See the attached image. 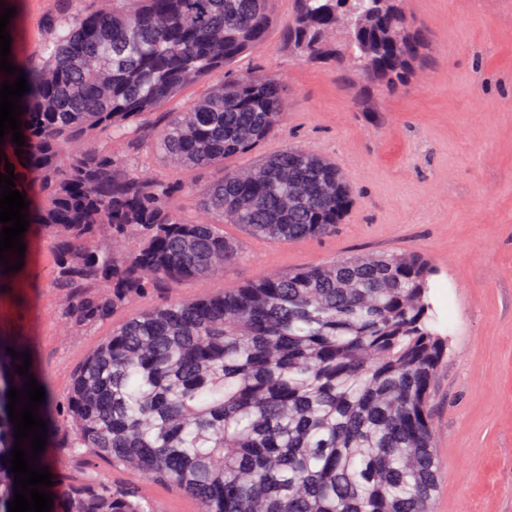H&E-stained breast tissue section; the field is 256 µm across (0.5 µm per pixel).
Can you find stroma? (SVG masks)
I'll return each instance as SVG.
<instances>
[{"label":"stroma","instance_id":"1","mask_svg":"<svg viewBox=\"0 0 512 512\" xmlns=\"http://www.w3.org/2000/svg\"><path fill=\"white\" fill-rule=\"evenodd\" d=\"M92 0H17L13 36L29 65H37L63 13ZM408 15L429 32L421 66L396 89L354 92L334 68L291 56L280 30L293 0H274L266 41L229 68L233 74L277 77L287 107L281 131L256 150L231 159L239 170L266 155L302 147L335 162L354 190L335 232L293 243L224 227L242 243V257L223 277L154 289L133 311L171 299L209 297L269 272L326 264L363 252L415 251L437 270L431 302L436 329L448 336V356L434 389L432 418L439 480L436 512H512V0H403ZM138 162L186 184L183 214L199 218L204 186L159 152L144 148ZM49 241L33 237L29 261L15 287L0 292V331L30 349L35 372L63 409L76 366L110 328L65 335ZM67 436L51 435L58 474L91 466L114 486L129 473L71 455ZM155 512H196L190 496L142 481Z\"/></svg>","mask_w":512,"mask_h":512}]
</instances>
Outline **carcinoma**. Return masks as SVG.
I'll list each match as a JSON object with an SVG mask.
<instances>
[{"label": "carcinoma", "mask_w": 512, "mask_h": 512, "mask_svg": "<svg viewBox=\"0 0 512 512\" xmlns=\"http://www.w3.org/2000/svg\"><path fill=\"white\" fill-rule=\"evenodd\" d=\"M271 2L97 0L53 20L40 67L8 55L30 90L24 145L4 135L0 173L11 163L34 201L25 214L55 253L66 332L112 323L152 288L224 276L242 255L226 224L293 242L342 223L352 190L332 162L288 148L249 170L227 165L283 125L270 76L223 80L150 131L203 179L213 220H187L185 184L137 162L145 135L131 124L261 46ZM282 36L367 90L401 83L429 41L401 0H295ZM69 142L84 150L62 154ZM435 274L415 252L358 254L133 313L77 367L51 426L70 432L75 456L173 485L197 512H434L432 391L448 357L432 327ZM9 348L26 351L0 333V512L14 495L7 393L27 382ZM52 481L50 512H148L136 485L94 470Z\"/></svg>", "instance_id": "carcinoma-1"}]
</instances>
